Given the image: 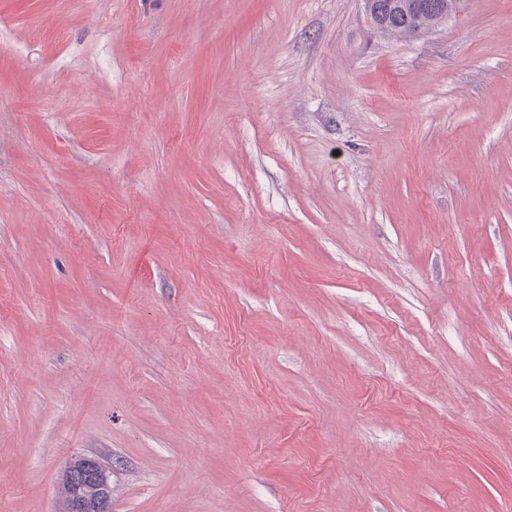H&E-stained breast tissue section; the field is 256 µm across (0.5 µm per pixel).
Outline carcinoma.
<instances>
[{"label":"carcinoma","mask_w":512,"mask_h":512,"mask_svg":"<svg viewBox=\"0 0 512 512\" xmlns=\"http://www.w3.org/2000/svg\"><path fill=\"white\" fill-rule=\"evenodd\" d=\"M457 0H371L369 9L374 27L382 33L402 38L410 37V31L430 30L440 20L451 15ZM104 490L91 484L81 490L85 512H97L96 503Z\"/></svg>","instance_id":"carcinoma-1"}]
</instances>
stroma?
<instances>
[{
	"label": "stroma",
	"instance_id": "obj_1",
	"mask_svg": "<svg viewBox=\"0 0 512 512\" xmlns=\"http://www.w3.org/2000/svg\"><path fill=\"white\" fill-rule=\"evenodd\" d=\"M512 512V0H0V512ZM368 2H365L366 11L369 7L372 23L376 29L387 35L410 38L411 30L422 32L438 26L444 16H450L455 11L458 1L373 0ZM85 466L80 470L69 471L70 481L75 485L84 483H99L103 489L110 487L109 482L112 479V461H107L98 455L85 456ZM98 484H91L81 490V498L85 503V510L83 503L79 500H74L71 512H112V493L107 492L100 502L99 510L95 509L96 503L104 490Z\"/></svg>",
	"mask_w": 512,
	"mask_h": 512
}]
</instances>
